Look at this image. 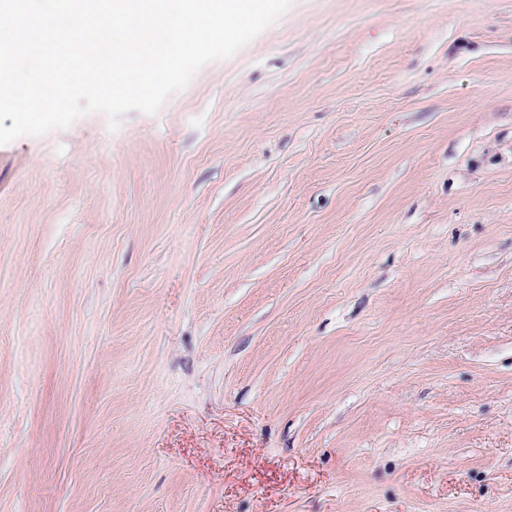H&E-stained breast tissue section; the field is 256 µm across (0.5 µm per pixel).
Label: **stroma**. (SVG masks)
Here are the masks:
<instances>
[{
    "mask_svg": "<svg viewBox=\"0 0 512 512\" xmlns=\"http://www.w3.org/2000/svg\"><path fill=\"white\" fill-rule=\"evenodd\" d=\"M0 512H512V0L0 145Z\"/></svg>",
    "mask_w": 512,
    "mask_h": 512,
    "instance_id": "1",
    "label": "stroma"
}]
</instances>
